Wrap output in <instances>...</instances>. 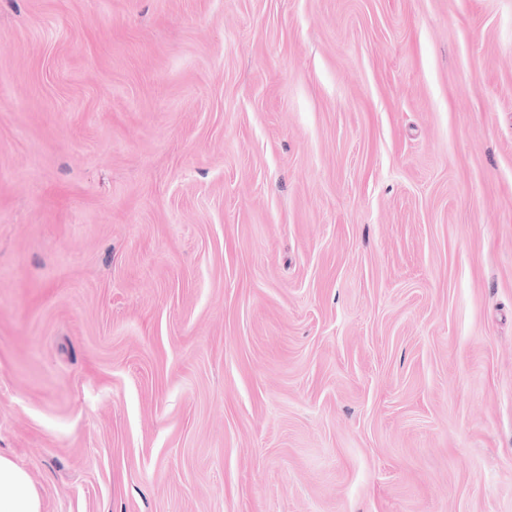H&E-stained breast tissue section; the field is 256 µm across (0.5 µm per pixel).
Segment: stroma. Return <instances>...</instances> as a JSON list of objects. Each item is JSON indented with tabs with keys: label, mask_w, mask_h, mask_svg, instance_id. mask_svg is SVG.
Listing matches in <instances>:
<instances>
[{
	"label": "stroma",
	"mask_w": 512,
	"mask_h": 512,
	"mask_svg": "<svg viewBox=\"0 0 512 512\" xmlns=\"http://www.w3.org/2000/svg\"><path fill=\"white\" fill-rule=\"evenodd\" d=\"M0 453L43 512H512V0H0Z\"/></svg>",
	"instance_id": "obj_1"
}]
</instances>
